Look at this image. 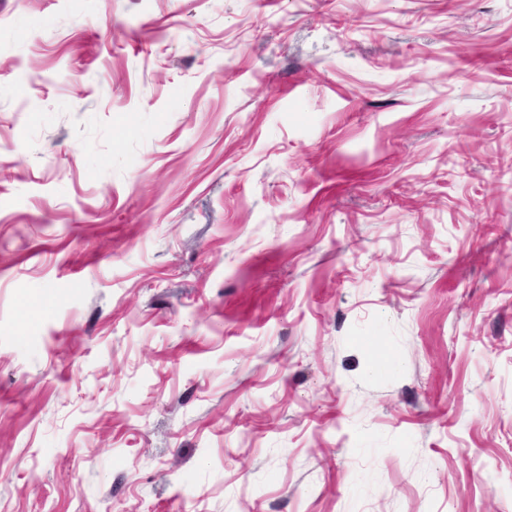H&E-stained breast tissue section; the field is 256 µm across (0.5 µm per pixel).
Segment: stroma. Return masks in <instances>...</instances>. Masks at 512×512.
Instances as JSON below:
<instances>
[{
  "label": "stroma",
  "instance_id": "obj_1",
  "mask_svg": "<svg viewBox=\"0 0 512 512\" xmlns=\"http://www.w3.org/2000/svg\"><path fill=\"white\" fill-rule=\"evenodd\" d=\"M0 512H512V0H0Z\"/></svg>",
  "mask_w": 512,
  "mask_h": 512
}]
</instances>
